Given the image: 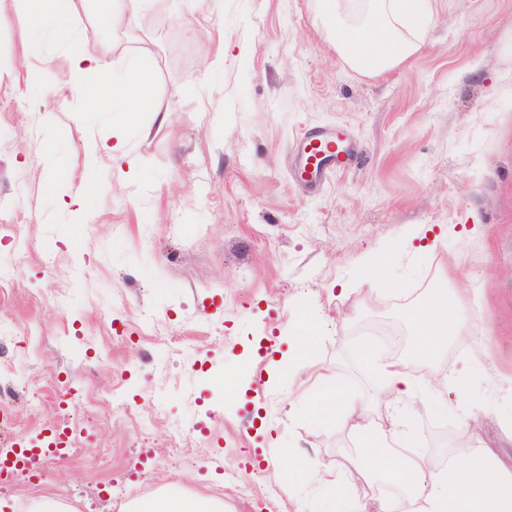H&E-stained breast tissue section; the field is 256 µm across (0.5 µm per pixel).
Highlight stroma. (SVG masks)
<instances>
[{
    "instance_id": "35a3bbf8",
    "label": "stroma",
    "mask_w": 512,
    "mask_h": 512,
    "mask_svg": "<svg viewBox=\"0 0 512 512\" xmlns=\"http://www.w3.org/2000/svg\"><path fill=\"white\" fill-rule=\"evenodd\" d=\"M422 37L367 73L316 0H153L132 25L83 0L65 38L0 0V450L89 421L79 455L0 483L11 512L40 495L125 512L169 486L224 512H319L328 493L296 459L359 446L289 403V378L325 371L380 441L512 468V0H438ZM79 45L108 73L147 62L151 100L90 111ZM336 128L360 160L303 187L298 133ZM113 137L134 168L91 153ZM444 288L468 328L428 359L401 350L428 406L386 428L395 407L360 353L414 338L410 309ZM460 368L464 386L430 394ZM386 481L347 474L336 512H378ZM101 56L100 50L78 47L71 54V68L76 75L94 72L99 68Z\"/></svg>"
}]
</instances>
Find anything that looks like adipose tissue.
I'll return each mask as SVG.
<instances>
[{"label":"adipose tissue","mask_w":512,"mask_h":512,"mask_svg":"<svg viewBox=\"0 0 512 512\" xmlns=\"http://www.w3.org/2000/svg\"><path fill=\"white\" fill-rule=\"evenodd\" d=\"M358 9L361 17L352 22L343 11L342 0H318L321 20L337 51L350 65L368 72L392 68L417 52L419 43L407 39L403 31L412 22L427 24L434 17L432 0H362ZM152 85L150 67L137 63L112 76L106 85L83 86L82 93L92 107L100 108L108 99L121 104L147 97ZM459 304L458 294L451 292L424 299L411 311L416 357H432L465 328ZM367 362L390 401L412 396L413 378L403 361L371 354ZM318 381L319 394H300V402L321 409L335 404L337 425L350 428L360 439L359 448L347 457L342 470H332L314 459L302 460L305 474L328 491L341 488L344 472L366 475L378 471L405 489L403 496L382 502L381 512H512V471L500 465L489 450L479 448L444 465L423 449L408 456L395 455L372 436V421L355 394L343 393L331 374H320ZM129 512H223V505L168 491L133 503Z\"/></svg>","instance_id":"obj_1"}]
</instances>
